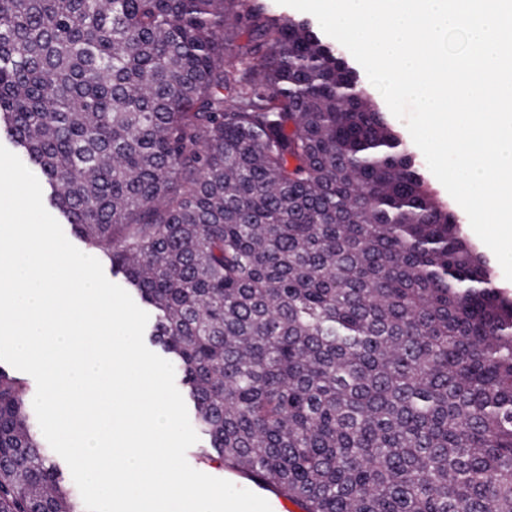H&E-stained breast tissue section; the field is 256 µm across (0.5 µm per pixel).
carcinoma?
<instances>
[{"mask_svg": "<svg viewBox=\"0 0 512 512\" xmlns=\"http://www.w3.org/2000/svg\"><path fill=\"white\" fill-rule=\"evenodd\" d=\"M0 135L156 312L201 458L303 512H512V297L265 0H0ZM0 512H85L0 367Z\"/></svg>", "mask_w": 512, "mask_h": 512, "instance_id": "carcinoma-1", "label": "carcinoma"}]
</instances>
